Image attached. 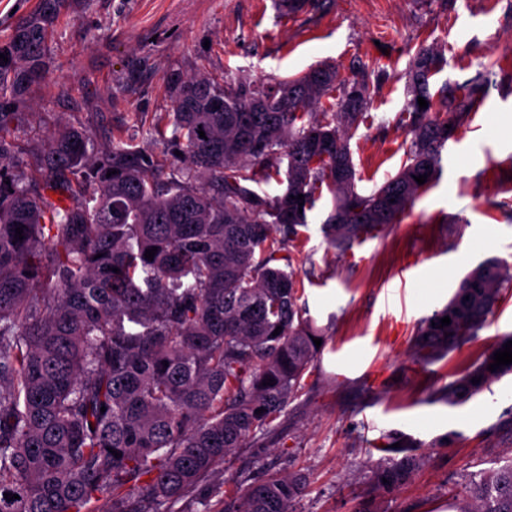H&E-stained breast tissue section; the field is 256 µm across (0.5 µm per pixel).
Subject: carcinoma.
<instances>
[{
  "label": "carcinoma",
  "instance_id": "cac0c4a2",
  "mask_svg": "<svg viewBox=\"0 0 512 512\" xmlns=\"http://www.w3.org/2000/svg\"><path fill=\"white\" fill-rule=\"evenodd\" d=\"M65 3L39 0L0 41L9 62L0 68V512H82L101 496L112 498V512H172L316 371L313 339L326 336L304 316L293 263L322 191L333 200L321 226L327 248L347 251L400 221L426 188L415 177L432 181L458 122L433 111L439 55L420 49L406 160L363 195L348 130L367 86L325 63L270 85L177 77L172 111L135 115L132 133L112 136L101 156L89 154L84 132L55 133L36 192L1 131L21 121L15 103L46 78L49 28ZM338 86L339 103L312 111ZM139 134L163 139L162 156L138 146ZM283 163L285 191L260 192ZM506 279L512 266L495 258L469 271L421 321L414 360L426 364L477 335ZM510 340L500 336L441 399L458 405L512 373V364L488 370ZM269 378L275 384L263 385ZM418 462L409 454L381 463L373 478L391 493ZM305 486L300 473L271 476L224 512H294ZM470 492L473 506L459 512H512V458Z\"/></svg>",
  "mask_w": 512,
  "mask_h": 512
}]
</instances>
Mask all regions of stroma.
<instances>
[{
	"mask_svg": "<svg viewBox=\"0 0 512 512\" xmlns=\"http://www.w3.org/2000/svg\"><path fill=\"white\" fill-rule=\"evenodd\" d=\"M422 47L443 57L430 93L442 117L458 118V134L399 223L351 250L323 239L330 196L309 212L294 271L302 306L328 335L319 369L267 431L224 462L225 474L254 481L304 474L298 512H456L471 501L470 478L512 453V374L458 406L435 399L512 332V290L459 350L427 366L411 356L417 324L473 267L491 257L512 264V0H324L293 14L277 0H67L51 29L47 77L15 106L25 119L10 135L34 177L50 134L86 131L89 152L101 155L133 114L170 111L174 77L280 80L327 63L368 87L349 131L357 190L367 194L405 160L401 118ZM479 74L480 104L448 107ZM390 433L419 441L422 464L387 494L371 471Z\"/></svg>",
	"mask_w": 512,
	"mask_h": 512,
	"instance_id": "1",
	"label": "stroma"
}]
</instances>
